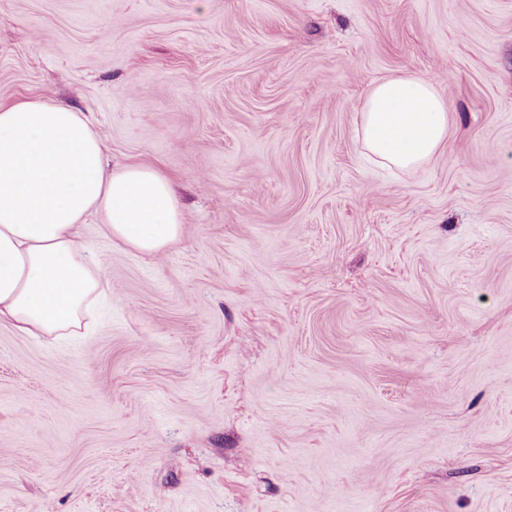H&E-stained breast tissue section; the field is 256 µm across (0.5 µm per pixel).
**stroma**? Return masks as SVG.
<instances>
[{"label": "stroma", "mask_w": 512, "mask_h": 512, "mask_svg": "<svg viewBox=\"0 0 512 512\" xmlns=\"http://www.w3.org/2000/svg\"><path fill=\"white\" fill-rule=\"evenodd\" d=\"M430 79L433 159L364 156ZM158 163L183 231L76 338L0 325V512H512V0H0V103ZM366 156L398 170L429 162L448 140V106L432 81L391 76L371 90L360 112Z\"/></svg>", "instance_id": "35a3bbf8"}]
</instances>
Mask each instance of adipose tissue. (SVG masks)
Here are the masks:
<instances>
[{
  "mask_svg": "<svg viewBox=\"0 0 512 512\" xmlns=\"http://www.w3.org/2000/svg\"><path fill=\"white\" fill-rule=\"evenodd\" d=\"M359 119L366 156L388 168L420 167L448 140V107L423 77L380 80ZM92 215L113 243L145 254L182 236L171 180L150 164L109 165L83 113L0 105V322L27 336L74 335L107 288L82 239Z\"/></svg>",
  "mask_w": 512,
  "mask_h": 512,
  "instance_id": "1",
  "label": "adipose tissue"
}]
</instances>
